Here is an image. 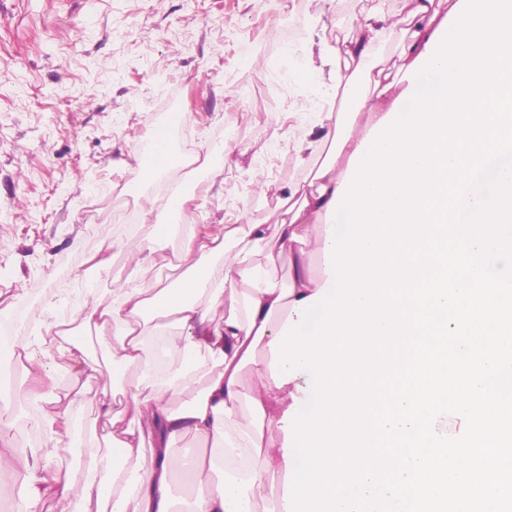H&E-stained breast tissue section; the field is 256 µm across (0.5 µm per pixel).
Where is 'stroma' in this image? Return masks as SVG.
<instances>
[{
  "instance_id": "1",
  "label": "stroma",
  "mask_w": 512,
  "mask_h": 512,
  "mask_svg": "<svg viewBox=\"0 0 512 512\" xmlns=\"http://www.w3.org/2000/svg\"><path fill=\"white\" fill-rule=\"evenodd\" d=\"M373 7L388 19L376 53L390 67L403 2L356 0L352 14ZM341 12V0H0V309L29 310L20 342L136 275L130 255L150 226L117 231L114 194L140 208L154 196L135 156L169 104L186 113L185 145L203 164L187 187L192 222L173 225L152 278L176 285L192 224L281 219L326 156L309 106L335 68L326 49L355 34ZM105 243L112 274L87 286L86 259ZM91 405L72 395L74 434L51 462L104 449L86 429Z\"/></svg>"
}]
</instances>
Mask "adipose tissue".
<instances>
[{
	"label": "adipose tissue",
	"mask_w": 512,
	"mask_h": 512,
	"mask_svg": "<svg viewBox=\"0 0 512 512\" xmlns=\"http://www.w3.org/2000/svg\"><path fill=\"white\" fill-rule=\"evenodd\" d=\"M412 26L401 55L414 60L426 51L434 35V0H403ZM388 30L387 18L370 9L357 23V35L337 43L332 56L341 69L332 75L334 86H353L343 111L326 113L329 158L318 169L299 208L288 209L275 226L202 225L183 240L179 260L186 267L177 287H159L142 277L126 279L109 302L93 301L71 317L78 330H95L108 350L106 364H91L75 332L61 333L47 325L37 346L11 342L10 355L25 363L30 399H40L49 372L45 363L56 353L73 365L78 393L92 392L104 374L138 369L125 398L134 410L137 426L123 425L109 397L97 398L90 426L106 422L111 451L93 453L75 470L45 466L33 473L29 457L10 448L0 449V468L21 476L24 507L52 498L61 512H176L172 479L186 472L198 492L188 512H253L249 488L275 472L286 470L283 448L264 443L261 431L240 421V402L248 400L260 422L280 423L294 399L304 398L300 384L275 385L268 358L259 347L275 340L294 306L322 290L325 278L312 277L303 247L310 227L325 215L344 174L337 160L360 149L352 131L365 112L387 116L399 94V79L384 69L373 50ZM267 249L268 267H253L229 259L231 246ZM288 259L293 273L281 284L270 264ZM156 321L147 334L148 321ZM174 332H167V325ZM251 366L255 384L249 395L240 390V372ZM205 384L198 396L180 409L173 397L185 394L197 381ZM202 441L206 451L193 465L176 456L172 442L185 435Z\"/></svg>",
	"instance_id": "obj_1"
}]
</instances>
